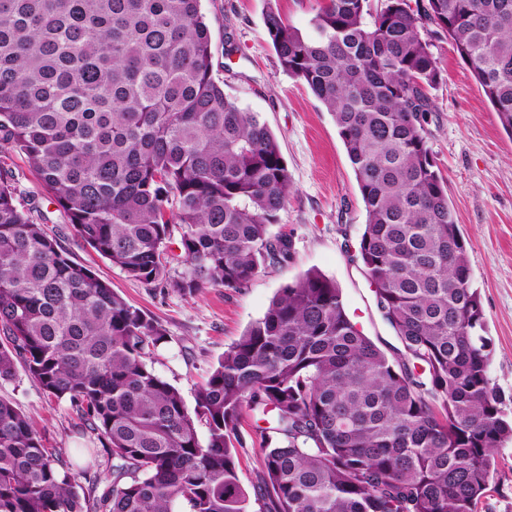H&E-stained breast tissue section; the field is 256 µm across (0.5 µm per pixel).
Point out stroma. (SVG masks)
<instances>
[{
  "label": "stroma",
  "instance_id": "stroma-1",
  "mask_svg": "<svg viewBox=\"0 0 512 512\" xmlns=\"http://www.w3.org/2000/svg\"><path fill=\"white\" fill-rule=\"evenodd\" d=\"M266 6L267 0H201L212 33L215 80L241 108L259 113L281 146L291 191L271 231L292 240L294 256L287 265L262 272L237 291L209 288L194 297L159 293L78 241L24 156L12 153L7 159L23 199L35 201L48 220V232L72 259L166 328L164 342L146 362L179 389L190 409L218 358L264 315L279 288L310 269L336 281L351 320L379 348L388 352L398 344L377 312L372 285L353 259L365 211L335 122L306 85L280 68L264 33ZM433 52L442 79L428 90V144L448 183L494 343L490 376L512 415V137L448 38L435 39ZM0 397L12 399L30 416L43 445L77 473L82 495L95 498L111 482V454L69 402L47 397L22 369L14 380L0 381ZM241 429L248 439L237 452L238 475L250 491L261 469L262 442L252 416H244ZM478 512H512L510 441L497 451L496 473Z\"/></svg>",
  "mask_w": 512,
  "mask_h": 512
}]
</instances>
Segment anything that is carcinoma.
<instances>
[{"label": "carcinoma", "instance_id": "cac0c4a2", "mask_svg": "<svg viewBox=\"0 0 512 512\" xmlns=\"http://www.w3.org/2000/svg\"><path fill=\"white\" fill-rule=\"evenodd\" d=\"M263 23L283 72L333 116L365 210L355 259L400 346L381 350L309 269L224 351L189 413L145 362L165 327L32 218L6 153L85 245L192 297L292 259L270 231L290 193L279 142L214 79L200 0H0V380L22 366L112 455L91 503L0 398V512H475L493 481L512 420L428 145L441 72L422 31L467 48L512 137V0H319L308 34L269 3ZM248 412L267 443L252 498L237 460Z\"/></svg>", "mask_w": 512, "mask_h": 512}]
</instances>
